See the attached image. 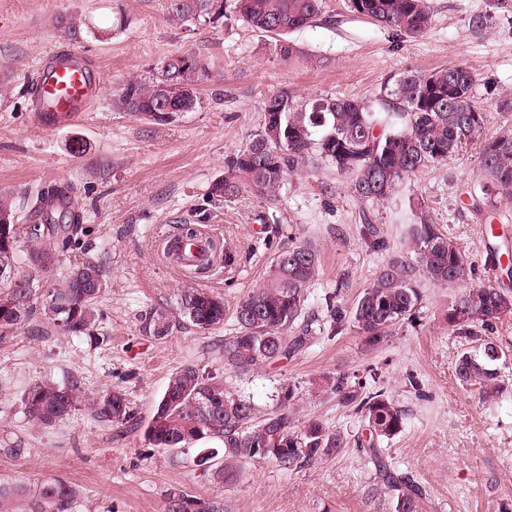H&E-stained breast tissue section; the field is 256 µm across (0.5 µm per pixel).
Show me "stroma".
Listing matches in <instances>:
<instances>
[{
    "mask_svg": "<svg viewBox=\"0 0 512 512\" xmlns=\"http://www.w3.org/2000/svg\"><path fill=\"white\" fill-rule=\"evenodd\" d=\"M168 3L0 0V192L19 209L48 185L72 186L83 232L64 257L99 263L107 279L100 342L35 336L27 325L0 337V481L75 483L77 512H164L174 486L202 497L222 493L229 512H394L360 450L367 432L359 415L322 388L330 373L366 391L386 390L404 411L403 431L385 446L393 465L421 486L425 512H512V357L496 363L502 395L486 400L460 385L456 359L476 345L454 336L444 314L461 287L423 284L417 318L393 326L378 346H366L348 324L300 356L248 372L224 364L232 321L206 333L177 325L162 340L138 329L141 315L175 312L188 278L168 269L163 246L185 222L218 236L233 254L232 265L216 260L196 281L230 308L263 284L275 253L300 241L311 242L321 258L306 311L351 308L389 256L411 257L404 222L414 216L438 225L460 248L475 268L473 285H497L487 254L512 253V237H498L501 226L512 229V201L472 200L483 181L477 143L429 164L381 201L353 197L336 170L297 172L275 224L263 222L267 206L251 193L213 203L208 192L223 177L225 160L258 128L265 99L280 90L374 104L404 73L461 63L476 75L485 138L512 133V0H430L431 29L407 40L352 12L348 0H326L321 18L288 34L296 51L287 59L273 38L234 18L218 26L174 24ZM69 16L83 22L78 35L59 25ZM476 17L482 27H473ZM65 49L94 66L101 91L78 120L45 129L33 120L30 77ZM185 52L204 65L194 111L156 124L113 108L126 79L150 76L159 59ZM76 137L87 144L80 155L69 149ZM367 220L380 228L386 250L365 244L360 229ZM186 364L223 379L262 413L273 407L280 384L297 386L298 419L313 417L341 432L344 448L288 474L265 462L243 463L237 480L219 491L192 454L153 447L143 430L121 432L86 405L48 429L22 414L31 382L77 375L89 398L123 390L144 422L169 375Z\"/></svg>",
    "mask_w": 512,
    "mask_h": 512,
    "instance_id": "1",
    "label": "stroma"
}]
</instances>
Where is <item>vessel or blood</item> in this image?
Masks as SVG:
<instances>
[{
    "mask_svg": "<svg viewBox=\"0 0 512 512\" xmlns=\"http://www.w3.org/2000/svg\"><path fill=\"white\" fill-rule=\"evenodd\" d=\"M100 89L94 67L84 56L51 61L40 68L32 80L34 110L39 125H46V113L63 121L79 116ZM209 239L200 235L182 245L176 254V266L192 264L208 250Z\"/></svg>",
    "mask_w": 512,
    "mask_h": 512,
    "instance_id": "b4317fda",
    "label": "vessel or blood"
}]
</instances>
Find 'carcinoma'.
Instances as JSON below:
<instances>
[{"mask_svg": "<svg viewBox=\"0 0 512 512\" xmlns=\"http://www.w3.org/2000/svg\"><path fill=\"white\" fill-rule=\"evenodd\" d=\"M325 0H170L173 22L219 24L236 16L272 38L303 29L324 13ZM351 11L388 27L403 39L417 38L433 23L429 0H350ZM203 65L191 53L166 56L155 65L148 81L130 79L112 100L113 108L134 117L168 123L186 105L196 108L197 84ZM475 74L464 64L430 72H408L396 81L375 111L355 99L326 96L304 99L287 91L271 94L258 129L237 153L224 163V177L213 182L209 195L220 201L241 190L265 199L272 212L265 222L279 223L274 212L288 176L304 168H333L349 178L351 193L362 202L380 201L430 163L442 161L462 145L482 143L481 165L491 189L487 197L512 200V135L483 140L485 116L474 100ZM454 96L448 97V91ZM453 104H448V100ZM69 195V187L52 186L40 193L29 214L49 202ZM14 221L0 223V334L14 331L34 316L40 288L20 272L17 253L20 238L31 243L28 261L47 268L82 231L73 211L42 224H24L8 200L0 198V214ZM414 257L390 258L379 268L373 283L359 294L351 310L333 306L326 319L305 312L307 290L319 273L318 251L306 242L293 243L273 257L262 286L228 310L224 298L210 291L187 287L181 291L177 317L151 312L139 320L142 335L162 339L173 322L186 323L201 332L224 325L230 318L235 332L224 338V362L249 371L276 363L310 347L329 323L330 335L349 320L368 346L380 344L391 326L410 319L421 304L420 283L461 285L471 275V265L460 249L435 224L424 220L410 225ZM366 244L382 251L386 243L373 224L362 230ZM103 268L93 262L76 264L46 289L41 332L68 336L97 335L100 315L97 301L105 292ZM512 315V289L469 286L448 306V330L480 345L481 354L463 351L455 373L464 386L478 387L492 397L501 390L492 363L506 356L488 332ZM323 388L353 406L370 431L364 457L375 469L384 489L395 498V512H424L425 494L407 474L389 463L381 444L404 429V413L385 391L362 393L345 377L326 375ZM85 391L73 376L62 384L35 381L21 398L27 422L50 428L82 402ZM295 387H279L276 408L259 416L254 403L230 392L224 382L186 364L173 372L155 403L144 435L156 448H193L209 463L210 481L222 487L237 479L238 466L248 460L274 464L287 473L336 455L344 437L317 419L300 421L295 415ZM103 422L132 432L139 426L131 403L122 390H112L91 404ZM212 448H194L198 440ZM79 486L63 480L25 485L0 482V512H74ZM165 512H224V497L204 498L180 487L166 494Z\"/></svg>", "mask_w": 512, "mask_h": 512, "instance_id": "carcinoma-1", "label": "carcinoma"}]
</instances>
